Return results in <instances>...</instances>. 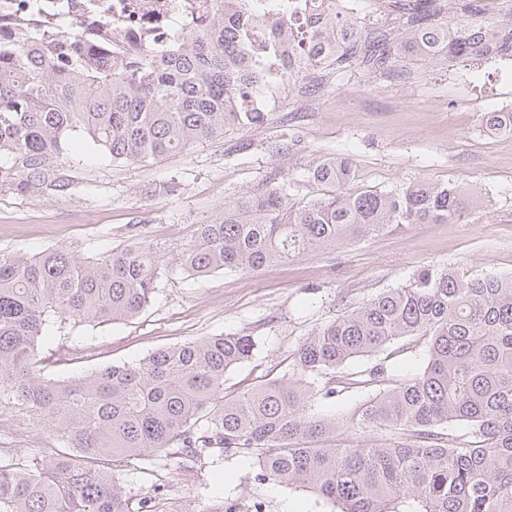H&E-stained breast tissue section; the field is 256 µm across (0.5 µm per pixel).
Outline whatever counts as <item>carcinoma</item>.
Here are the masks:
<instances>
[{
  "instance_id": "cac0c4a2",
  "label": "carcinoma",
  "mask_w": 512,
  "mask_h": 512,
  "mask_svg": "<svg viewBox=\"0 0 512 512\" xmlns=\"http://www.w3.org/2000/svg\"><path fill=\"white\" fill-rule=\"evenodd\" d=\"M201 30L137 56L74 31L45 40L27 25L0 31V192L67 196L84 169L68 160L76 136L114 164L172 158L270 120L274 95L300 73L357 56L376 70L406 57L456 62L512 53V20L475 0L444 16L437 0H391L402 36L362 38L363 21L335 0H215ZM347 158H324L300 182L224 202L197 227L181 272L254 273L406 224H446L482 197L455 183L416 180L353 188ZM163 256L143 243L80 259L57 248L0 259V409L50 431L29 460L0 457V512H161L156 487L129 496L119 474L177 458L185 473L223 455L255 460L257 480L310 488L339 512H512V276L423 267L409 281L348 306L298 347L289 376L224 393L226 374L253 358L247 334L158 349L132 364L67 380L44 375L38 346L56 322L137 317L151 302ZM427 341V362L402 374L356 357ZM349 391L365 398L343 417L317 408ZM350 429L379 436L338 444ZM216 503L206 512H262Z\"/></svg>"
}]
</instances>
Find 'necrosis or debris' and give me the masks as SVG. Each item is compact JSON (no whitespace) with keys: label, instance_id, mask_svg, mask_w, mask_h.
Listing matches in <instances>:
<instances>
[{"label":"necrosis or debris","instance_id":"4bbe7bcc","mask_svg":"<svg viewBox=\"0 0 512 512\" xmlns=\"http://www.w3.org/2000/svg\"><path fill=\"white\" fill-rule=\"evenodd\" d=\"M201 0H0V25H38L56 38L94 20L112 29V42L143 48V36L163 44L199 21Z\"/></svg>","mask_w":512,"mask_h":512}]
</instances>
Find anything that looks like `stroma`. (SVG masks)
Segmentation results:
<instances>
[{"instance_id":"stroma-1","label":"stroma","mask_w":512,"mask_h":512,"mask_svg":"<svg viewBox=\"0 0 512 512\" xmlns=\"http://www.w3.org/2000/svg\"><path fill=\"white\" fill-rule=\"evenodd\" d=\"M319 90L284 88L266 124L227 130L182 155L125 167L100 152L84 154L89 183L72 196L0 193V258L64 248L95 258L134 241L164 256L152 302L135 319L66 324L40 346L45 372L68 378L206 336H254V357L230 371L227 391L291 371L293 354L345 303L361 305L408 282L426 265L512 275V134H491L487 112L512 104V74L484 64L428 63L406 58L404 71L381 74L354 63L315 70ZM291 139V149L271 143ZM326 156L352 159L360 189L383 190L419 179L453 181L489 198L446 224H412L330 253H310L258 273L217 272L199 279L173 273L197 225L224 201L295 178ZM171 181L178 190L147 195ZM45 440L38 427L0 414V448L34 456ZM175 460L159 467L171 483L176 512H206L217 500L262 501L264 512H332L310 490L260 482L241 457L197 464L187 481L170 482Z\"/></svg>"}]
</instances>
